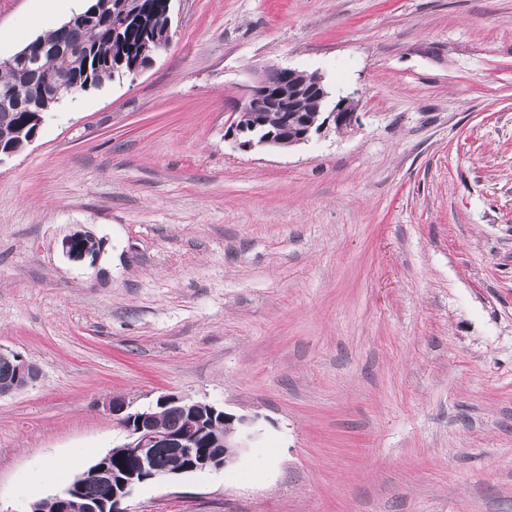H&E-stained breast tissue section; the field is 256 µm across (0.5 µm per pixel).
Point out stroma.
Listing matches in <instances>:
<instances>
[{"label":"stroma","mask_w":512,"mask_h":512,"mask_svg":"<svg viewBox=\"0 0 512 512\" xmlns=\"http://www.w3.org/2000/svg\"><path fill=\"white\" fill-rule=\"evenodd\" d=\"M45 11L0 0V59ZM171 32L0 159V345L41 372L0 398V512L163 392L251 438L128 512H512V0H172ZM268 66L353 126L240 150ZM63 251L71 259L84 260L94 255L95 244L90 235L77 231L63 241Z\"/></svg>","instance_id":"35a3bbf8"}]
</instances>
